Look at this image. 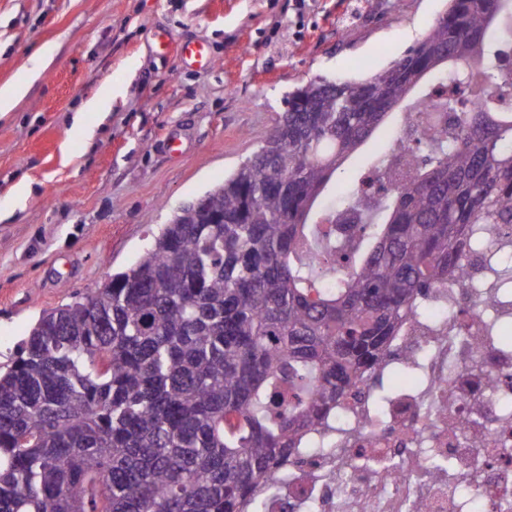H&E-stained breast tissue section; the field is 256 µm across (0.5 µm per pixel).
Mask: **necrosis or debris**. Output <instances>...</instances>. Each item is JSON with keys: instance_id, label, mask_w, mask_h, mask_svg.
<instances>
[{"instance_id": "1", "label": "necrosis or debris", "mask_w": 512, "mask_h": 512, "mask_svg": "<svg viewBox=\"0 0 512 512\" xmlns=\"http://www.w3.org/2000/svg\"><path fill=\"white\" fill-rule=\"evenodd\" d=\"M417 307L381 363L413 383L353 388L246 512H512V344L483 332L498 305L469 268Z\"/></svg>"}]
</instances>
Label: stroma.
Here are the masks:
<instances>
[{"label": "stroma", "mask_w": 512, "mask_h": 512, "mask_svg": "<svg viewBox=\"0 0 512 512\" xmlns=\"http://www.w3.org/2000/svg\"><path fill=\"white\" fill-rule=\"evenodd\" d=\"M446 0H0V87L40 75L0 119V368L44 311L92 294L133 265L181 205L223 183L263 142L285 96L309 81L363 80L416 45ZM210 48L208 66L153 49ZM126 92L87 115L93 140L72 135L74 112L106 83ZM182 141L173 156L170 136ZM370 138L320 199L336 205ZM30 194L15 199L19 183ZM155 50L166 55H174L183 65L203 66L210 64L212 60L203 41H185L174 44L162 30L155 35Z\"/></svg>", "instance_id": "obj_1"}]
</instances>
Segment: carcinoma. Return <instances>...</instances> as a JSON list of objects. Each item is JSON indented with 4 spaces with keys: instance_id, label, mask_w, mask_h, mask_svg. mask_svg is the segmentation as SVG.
<instances>
[{
    "instance_id": "cac0c4a2",
    "label": "carcinoma",
    "mask_w": 512,
    "mask_h": 512,
    "mask_svg": "<svg viewBox=\"0 0 512 512\" xmlns=\"http://www.w3.org/2000/svg\"><path fill=\"white\" fill-rule=\"evenodd\" d=\"M512 0H449L418 45L361 81L308 82L258 151L93 294L43 312L0 373V512H243L280 478L305 431L376 367L419 298L481 248L475 224L512 225V67L492 28ZM441 66L453 112L422 130L415 170L377 197L358 187L359 254L313 209L338 169ZM486 283L512 286L494 245ZM236 424L226 426V418Z\"/></svg>"
}]
</instances>
